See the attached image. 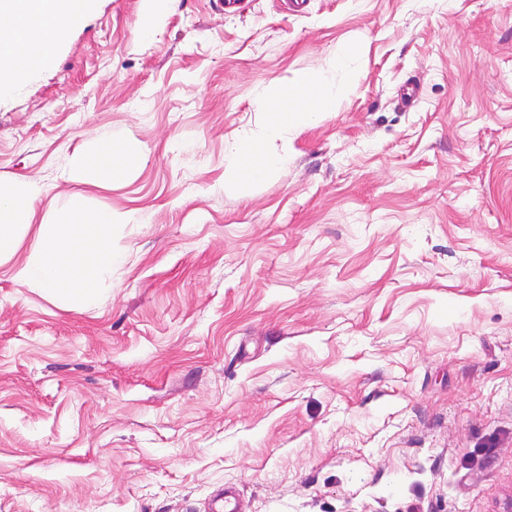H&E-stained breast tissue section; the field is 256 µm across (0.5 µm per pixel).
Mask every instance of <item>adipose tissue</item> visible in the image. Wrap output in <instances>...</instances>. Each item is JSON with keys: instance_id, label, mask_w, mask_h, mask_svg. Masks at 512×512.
<instances>
[{"instance_id": "adipose-tissue-1", "label": "adipose tissue", "mask_w": 512, "mask_h": 512, "mask_svg": "<svg viewBox=\"0 0 512 512\" xmlns=\"http://www.w3.org/2000/svg\"><path fill=\"white\" fill-rule=\"evenodd\" d=\"M91 0H0V20L5 29L0 41V97L10 95L21 80L35 74L53 56L65 32L77 24ZM292 97L274 89L264 103L271 115L268 140L279 138L291 121L316 122L336 109V96L328 92L321 77L298 80ZM286 155L263 150L243 141L231 144L224 162L239 180L258 181L281 168ZM32 191L25 185L0 188V252L8 250L27 226L32 213ZM116 219L108 210L74 211L62 222L41 225L27 261L17 279L45 288L68 299L89 305L94 286L120 257L112 250V226Z\"/></svg>"}]
</instances>
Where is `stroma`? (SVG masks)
<instances>
[{
	"label": "stroma",
	"mask_w": 512,
	"mask_h": 512,
	"mask_svg": "<svg viewBox=\"0 0 512 512\" xmlns=\"http://www.w3.org/2000/svg\"><path fill=\"white\" fill-rule=\"evenodd\" d=\"M318 74L335 112L267 140ZM234 139L288 163L235 182ZM17 182L0 512H512V0H93L0 101ZM77 208L118 219L90 307L15 278ZM111 149L112 146L110 144H103L96 151L100 157H109L108 170L94 168L89 164H86V166L101 175L112 176V174L122 168L129 159L135 157L134 151L129 147H122V154H112ZM209 512H240L237 491L227 487L210 498Z\"/></svg>",
	"instance_id": "35a3bbf8"
}]
</instances>
